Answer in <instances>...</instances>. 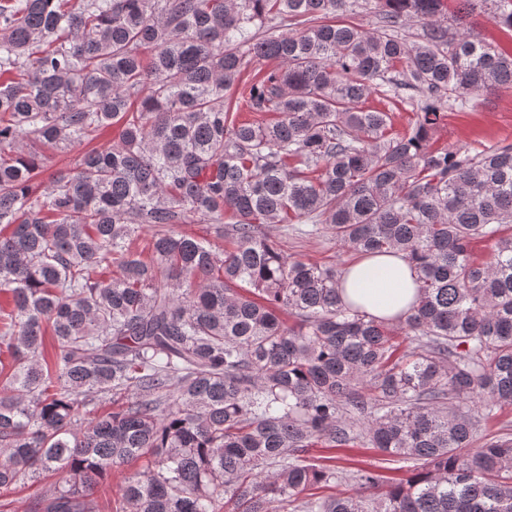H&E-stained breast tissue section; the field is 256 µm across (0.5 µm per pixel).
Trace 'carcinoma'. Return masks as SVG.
Here are the masks:
<instances>
[{
	"instance_id": "carcinoma-1",
	"label": "carcinoma",
	"mask_w": 512,
	"mask_h": 512,
	"mask_svg": "<svg viewBox=\"0 0 512 512\" xmlns=\"http://www.w3.org/2000/svg\"><path fill=\"white\" fill-rule=\"evenodd\" d=\"M446 2L0 0V490L50 477L31 512H97L143 458L110 512H512V437L476 438L512 406V143L429 147L450 106L512 87V53L466 25L512 31V0H456L453 28ZM358 8L372 29L326 22ZM374 94L412 106L408 130ZM116 124L38 186L42 148ZM227 212L222 253L175 231ZM264 224L403 254L416 304L397 325L350 308L336 265ZM319 443L409 475L370 464L322 495ZM143 463L144 461H139L130 467H126L121 471L112 473L108 480L98 488L94 494V498L97 500L100 506L98 512H110V509L107 508V502L118 496L120 486L124 481V476H128L135 469L139 468Z\"/></svg>"
}]
</instances>
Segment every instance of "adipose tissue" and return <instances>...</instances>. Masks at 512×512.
Returning <instances> with one entry per match:
<instances>
[{
  "label": "adipose tissue",
  "mask_w": 512,
  "mask_h": 512,
  "mask_svg": "<svg viewBox=\"0 0 512 512\" xmlns=\"http://www.w3.org/2000/svg\"><path fill=\"white\" fill-rule=\"evenodd\" d=\"M416 278L402 255L363 259L344 275L342 297L369 316L395 324L405 318L416 300Z\"/></svg>",
  "instance_id": "obj_1"
}]
</instances>
